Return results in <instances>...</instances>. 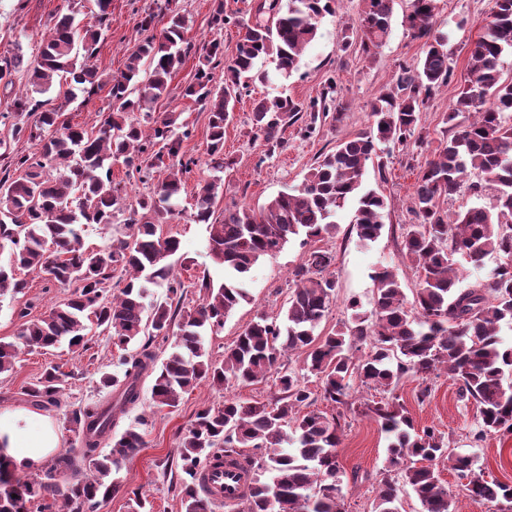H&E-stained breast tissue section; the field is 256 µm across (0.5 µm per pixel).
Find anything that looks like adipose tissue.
Masks as SVG:
<instances>
[{"label": "adipose tissue", "instance_id": "obj_1", "mask_svg": "<svg viewBox=\"0 0 512 512\" xmlns=\"http://www.w3.org/2000/svg\"><path fill=\"white\" fill-rule=\"evenodd\" d=\"M59 446L45 418L25 410L0 411V456L17 472L39 466Z\"/></svg>", "mask_w": 512, "mask_h": 512}]
</instances>
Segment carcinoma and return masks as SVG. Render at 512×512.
I'll return each instance as SVG.
<instances>
[{
	"label": "carcinoma",
	"mask_w": 512,
	"mask_h": 512,
	"mask_svg": "<svg viewBox=\"0 0 512 512\" xmlns=\"http://www.w3.org/2000/svg\"><path fill=\"white\" fill-rule=\"evenodd\" d=\"M360 14L362 51L370 52L387 40L394 0H363ZM337 0H259L254 17L240 23L243 33L235 55L224 66V85H212L211 69L222 64L224 46L214 39L202 47L196 81L181 95L209 106L207 154L223 159L224 129L230 123L237 96L269 74L256 68L263 58L275 63L284 79L298 73L306 48L316 39L318 20L336 10ZM435 0H412L408 23L418 38L429 43L423 56L400 68L396 89L380 92L371 105L372 130L338 142L312 167L301 187L282 192L254 209L224 206L216 219L224 183L215 177L198 184L190 219L206 225L213 263L222 267V280L206 273L203 302L193 309L172 306L181 282L172 274L171 258L180 249L174 236L158 229L180 218L182 175L197 160L182 150L176 116L164 113L153 120L152 133L133 114L168 93L169 82L190 52L184 39V19L170 11L166 26L154 32L155 14L139 21L147 36L133 52L122 76L112 82L110 112L99 127L88 129L61 120L58 108L28 94L15 96L13 110L37 113L36 120L13 125L17 140L43 143L41 154L14 153L0 178V238L10 242L8 263L0 265V295L18 294L26 282L18 270H39L61 286H80L45 315L23 322L15 342H0V375L14 369L18 348H47L68 341L86 349L88 326L96 325L123 349L141 342V351L123 359V379L104 376L103 386L115 388L107 402L75 411L64 420L65 429L81 436L79 455L62 452L43 474L22 480L0 459V512H33L32 505L60 497L69 512H97L119 486L104 478L112 467L145 447L139 419L118 435L112 427L118 414L140 400V382L154 375L152 399L176 408L181 395L203 380L247 385L270 372L277 374L280 396L268 402L227 399L221 407L199 410L182 436L177 455L183 473L184 512H211L213 501L197 490V473L222 458L241 470L248 481L245 512H343L341 468L336 417L323 412H301L317 399L336 409L355 410L349 402L352 378L362 386L390 393L408 377L422 378L439 369L459 384L479 414L475 441L493 433L512 434V347L500 337L501 323L512 325V81L503 80L499 62L512 52V0H495L491 19L471 43L466 84L448 112L453 135L439 143L422 167L413 191L412 212L402 241V257L419 272L420 282L407 302L397 275L382 270L373 276L372 308L361 310L349 301L350 318L326 335L316 334L336 300V278L330 268L335 257L328 250L308 252L292 273V291L282 323L264 316L251 321L224 359L214 362L204 344L208 332L224 326L246 292L238 275L262 257L280 252L290 241L336 234L337 218L346 204L357 199L350 220L359 240L374 241L384 228L385 198L373 190L361 191L368 166L378 157L376 145H405L417 133L420 112L438 88L448 84L453 69L440 38L433 34ZM101 30L79 19L73 10L58 15L37 58L22 66L14 55L0 59V85L14 86L25 71L31 91L48 92L54 79L68 75L78 84L94 83L96 72L87 61L96 50ZM336 94L329 80L320 96L308 103L274 96L258 102L252 112L254 137L267 152L282 147L281 133L310 113L328 112L327 98ZM168 157V175L153 193L125 206V194L112 180V164L122 161L136 173L142 163ZM59 172H54V169ZM476 173L484 180L472 185L480 193L493 190V201L448 214L445 200L455 194L465 177ZM127 208L130 234L96 251L85 248L82 225L112 224L114 211ZM460 254L476 270L496 258L486 279L459 286L454 256ZM129 278L117 296L109 295L106 281L112 268ZM167 289L168 300L146 305L148 286ZM173 339L171 351L156 364V337ZM371 350L360 358L350 351ZM289 352L305 355L309 372L321 379L315 394L298 376L278 366ZM64 379L58 368L47 370L27 394L35 405L58 403ZM362 413L393 435L387 467L376 488L372 512H398L401 493L411 490L422 512H454L439 462L467 480L472 499L488 512H506L512 505V486L489 480L466 454L448 453L445 437L432 427L420 431L404 404L394 396L363 404ZM111 440L109 453L99 447ZM261 450L260 456L245 449ZM407 458L413 465L400 469ZM75 477L61 486L59 477Z\"/></svg>",
	"instance_id": "carcinoma-1"
}]
</instances>
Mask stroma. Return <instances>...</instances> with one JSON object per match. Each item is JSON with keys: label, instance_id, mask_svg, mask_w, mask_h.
I'll use <instances>...</instances> for the list:
<instances>
[{"label": "stroma", "instance_id": "obj_1", "mask_svg": "<svg viewBox=\"0 0 512 512\" xmlns=\"http://www.w3.org/2000/svg\"><path fill=\"white\" fill-rule=\"evenodd\" d=\"M253 5L254 0H224V11L232 16L233 22L219 30L211 24L215 0H178L187 19L184 38L192 50L173 76L169 96L147 106L148 112L155 116L177 113L178 126L190 133L183 149L198 161L181 195L184 216L160 228L163 235L175 236L180 241L179 255L173 263L176 277L183 285L180 303L187 308L196 307L202 301L203 294L196 285L198 276L207 271L216 278L220 272L208 251L205 225L192 222L188 216L198 181L211 175L206 151L208 111L202 103L183 98L181 90L195 76L203 41L219 38L224 44L225 59H232L240 38L239 24L249 19ZM494 5L495 0H437L434 29L448 37V57L454 76L447 86L435 92L420 114V126L428 136V145L420 148L411 143L392 147L383 154V167H368L363 177L364 188L376 190L388 204L381 236L376 241L362 243L350 234V219L356 209L350 203L341 213L335 235L318 241V248L335 255L336 278V300L319 328L320 334L332 332L348 318L349 300H357L363 309H370L375 291L372 276L380 268L394 269L405 296L413 295L418 278L415 269L402 260L401 241L408 224L415 221L411 197L416 175L432 159L435 146L452 134L445 118L466 74L469 44L482 32ZM70 8L79 10L86 22L95 23L96 0H0V56L18 55L33 60L55 16ZM155 8V0H112L96 55L90 61L96 71L95 87L69 80L53 86L45 93V100L62 108L65 119L71 123L98 125L110 110L113 78L125 71L129 56L145 37L138 20L145 11ZM409 11L410 0H395L387 41L367 55L359 47L360 2L341 0L335 15L320 21L318 36L307 48L298 74L286 80L275 77L270 83H256L243 91L235 103L234 118L224 132V156L228 165L221 178L225 204L254 208L278 193L299 187L321 154L331 152L341 139L369 129L370 106L375 98L395 85L400 64L415 61L426 49L424 40L416 38L406 22ZM331 79L338 84L340 101L348 106L343 121L319 119L315 133L309 136L303 135L299 125L289 126L283 134L282 148L267 153L252 133L255 104L262 98L277 95L306 103L319 96ZM310 248L294 240L280 253L253 266L244 279L247 300L225 318L222 330L206 338L214 361L223 360L225 348L233 344L257 315L283 317L292 272ZM20 276L27 283L23 292L0 296V340L5 342L13 341L20 330V309H28L35 319L69 293L68 288L44 273L24 270ZM88 337L87 350L76 353L64 343L45 349H22L13 371L0 375V408L29 411L33 405L26 394L27 388L47 368L60 367L66 375L60 402L58 406L42 409L41 414L57 430L60 450L74 453L78 452L80 442L74 433L65 430V416L105 400L109 390L102 386L101 376L122 375L124 355L137 350L133 344L118 349L107 332L94 326L89 327ZM151 386V378H143L139 402L117 421L121 430L135 421H143L145 446L112 472L111 478L119 482L120 489L107 500L101 512H128L127 492L132 488L142 489L147 495L151 512H183L177 448L196 412L222 406L228 398L267 402L279 394L272 373L247 386L234 383L217 386L203 381L183 394L178 407L160 409L152 402ZM394 393L410 412L417 428L431 427L443 433L451 453L472 456L486 478L512 485V434L497 433L483 441H474L476 407L460 396L457 385L446 372L434 373L424 380L403 379ZM340 424L338 460L343 471V508L345 512H371L375 489L386 465L389 438L374 420L349 411L342 415Z\"/></svg>", "mask_w": 512, "mask_h": 512}]
</instances>
